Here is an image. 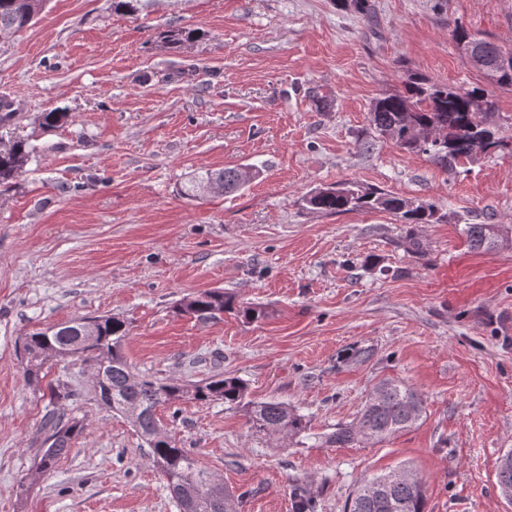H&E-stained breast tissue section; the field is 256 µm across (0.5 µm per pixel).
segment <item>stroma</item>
Here are the masks:
<instances>
[{
    "mask_svg": "<svg viewBox=\"0 0 512 512\" xmlns=\"http://www.w3.org/2000/svg\"><path fill=\"white\" fill-rule=\"evenodd\" d=\"M457 24L512 46V0H371L367 17L336 0H156L136 16L112 0H44L34 25L0 37V95L21 103L0 139L34 150L0 188V512H179L81 357L46 376L78 401L50 403L24 378L26 332L95 316L128 324L136 372L232 374L250 398L305 416L301 437L258 440L241 410L179 401L174 437L241 494L238 512H293L297 476L317 512H344L359 481L403 465L425 480V512H512L496 480L512 449V247L473 250L462 233L512 232V154L449 176L370 123L375 99L411 77L482 84ZM181 28L200 36L163 42ZM55 108L70 121L43 126ZM240 166L256 169L240 192H181L190 173ZM339 182L432 202L441 219L305 205ZM215 288L262 319L178 312ZM352 348L369 358L346 363ZM388 378L418 391L422 422L379 443H325ZM54 411L83 431L42 474Z\"/></svg>",
    "mask_w": 512,
    "mask_h": 512,
    "instance_id": "obj_1",
    "label": "stroma"
}]
</instances>
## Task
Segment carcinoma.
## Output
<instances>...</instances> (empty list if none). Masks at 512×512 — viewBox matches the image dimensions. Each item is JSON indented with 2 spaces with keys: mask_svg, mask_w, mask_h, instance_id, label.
Listing matches in <instances>:
<instances>
[{
  "mask_svg": "<svg viewBox=\"0 0 512 512\" xmlns=\"http://www.w3.org/2000/svg\"><path fill=\"white\" fill-rule=\"evenodd\" d=\"M153 0H112L116 11L137 15ZM43 0H0V34L16 33L39 15ZM484 101L485 109H474V102ZM495 110L493 91L488 88L448 87L414 80L405 92L392 93L375 100L371 122L375 129L409 152H421L445 171L455 174L458 165L471 157L491 151L512 150V143L501 137L490 118ZM17 112V101L0 95V124L5 125ZM434 141L418 143L420 136ZM32 155L23 139L0 146V184H7L22 171ZM250 172L239 169L206 171L190 178L182 194L196 198L201 185L217 186L224 194L240 191L249 183ZM307 204L314 210L338 214L354 210L389 211L403 224H428L436 214L435 206L415 204L380 189L354 182L324 187L314 192ZM463 234L471 248L492 251L508 245L495 224H466ZM178 311L198 318H214L233 311L252 322L262 318V311L235 302L222 290L204 291L186 297ZM128 335L126 322L118 317H81L23 337L26 356L25 380L39 384L44 366L52 359L79 355L101 372L93 382L95 394L112 412L125 416L150 448L153 466L167 482V488L180 512H237L234 495L196 458L182 448L168 426L161 423L157 411L176 402L221 400L228 408L241 409L249 430L273 438L298 436L306 429L305 417L279 401L247 399L244 380L222 373L211 375L201 384H189L179 378H158L132 371L123 352ZM423 418L420 395L397 380H384L366 397L356 421L338 425L327 442L344 448L359 440L382 441L416 427ZM48 436L40 450L37 469L51 471L72 447L82 426L74 419L55 414L45 423ZM497 486L512 489V450L499 460ZM425 482L412 468L401 466L362 481L351 493L345 512H424ZM295 512H315V499L303 484H292Z\"/></svg>",
  "mask_w": 512,
  "mask_h": 512,
  "instance_id": "cac0c4a2",
  "label": "carcinoma"
}]
</instances>
